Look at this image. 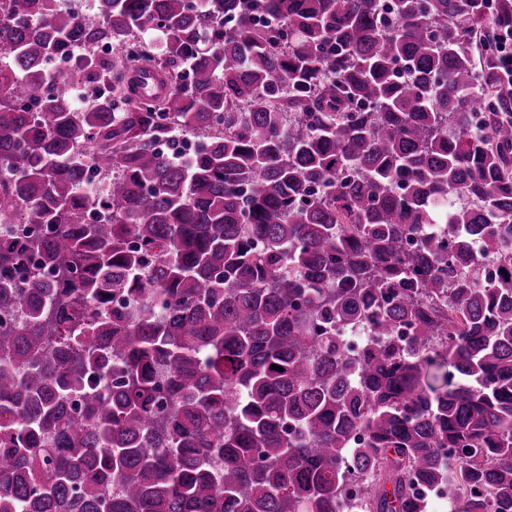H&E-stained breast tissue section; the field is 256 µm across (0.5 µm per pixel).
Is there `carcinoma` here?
I'll return each mask as SVG.
<instances>
[{
  "label": "carcinoma",
  "mask_w": 512,
  "mask_h": 512,
  "mask_svg": "<svg viewBox=\"0 0 512 512\" xmlns=\"http://www.w3.org/2000/svg\"><path fill=\"white\" fill-rule=\"evenodd\" d=\"M487 9L0 0V217L31 224L0 233V512H343L356 479L362 512H512V85L468 47L512 0ZM148 68L167 97L130 101Z\"/></svg>",
  "instance_id": "cac0c4a2"
}]
</instances>
